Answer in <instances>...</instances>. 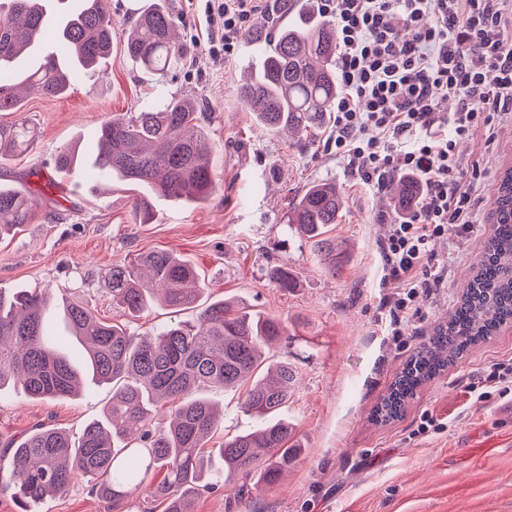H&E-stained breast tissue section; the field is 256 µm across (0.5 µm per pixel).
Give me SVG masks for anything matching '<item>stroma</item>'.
<instances>
[{"label": "stroma", "instance_id": "1", "mask_svg": "<svg viewBox=\"0 0 512 512\" xmlns=\"http://www.w3.org/2000/svg\"><path fill=\"white\" fill-rule=\"evenodd\" d=\"M150 0H112L116 25L112 54L97 83L75 78L58 98L25 97L20 112H0V124L26 118L35 140L23 155L0 163V186L39 197L31 222L0 238V289L46 291L92 309L108 322L122 321L112 304L106 273L133 254L164 249L200 272L205 298L233 299L281 319L287 329L270 349L273 360L293 363L299 381L285 409L300 452L271 485L231 480L200 492L195 512H512V394L470 402L466 386L481 368L512 358V325L476 347L465 360L424 384L401 419L378 426L373 406L406 360L447 317L472 274L482 242L491 235L492 196L505 167L512 166V117L505 119L496 154L480 175L475 222L469 233L449 229L435 244L448 267L432 296L426 319L392 345L379 311L382 275L378 244L396 200L354 181L329 150L326 136L299 147L286 135L260 128L236 90L258 46L242 44L229 61L208 51L199 0H165L179 25L185 58L177 76L158 83L123 51V40ZM193 99L204 116L213 151L215 192L202 203L158 202L149 223L135 220L128 185L103 193L85 170L56 171L59 151L85 152L108 115L136 112L158 98ZM317 180L335 182L344 198L328 234L347 256L330 276L312 241L288 224V204ZM285 262L300 280L285 292L268 277ZM112 387L88 381L76 398L33 400L19 390L0 392V447L45 424L79 435L101 418ZM224 411L212 443L256 426L243 407L242 390L210 391ZM448 418L441 433L418 434L424 411ZM38 512H163L138 491L120 506L81 479Z\"/></svg>", "mask_w": 512, "mask_h": 512}]
</instances>
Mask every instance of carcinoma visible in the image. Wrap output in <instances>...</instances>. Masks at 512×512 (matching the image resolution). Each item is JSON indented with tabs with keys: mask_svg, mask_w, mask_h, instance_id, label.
<instances>
[{
	"mask_svg": "<svg viewBox=\"0 0 512 512\" xmlns=\"http://www.w3.org/2000/svg\"><path fill=\"white\" fill-rule=\"evenodd\" d=\"M294 19L271 32L255 28L246 41L264 45L258 65L237 87L241 104L271 133L289 131L306 147L326 123L336 100V37L331 25L292 4ZM45 0H0V112H17V88L40 97L61 96L72 72L95 70L112 54L111 0H82V6L47 19ZM176 20L161 7L138 13L126 33L124 53L142 69L164 80L182 60ZM54 44L20 73L17 59L26 50ZM34 130L25 122L0 125V161L29 150ZM105 180L137 187L132 202L147 224L157 201L207 200L215 191L211 147L200 115L189 98L171 96L153 107L104 119L89 154L78 160L59 152L55 167L76 165ZM394 197L404 203L419 195L407 178L396 179ZM37 198L0 187V235L30 223ZM342 199L336 183H311L292 204L288 223L309 239L336 276V243L325 236L337 221ZM493 234L482 246L477 266L448 320L437 324L403 365L372 410L371 420L386 425L399 419L417 389L512 323V167L495 189ZM276 287L299 286L288 263L269 268ZM112 304L132 319L154 303L171 309L197 304L205 291L196 268L167 250L144 251L112 266L107 273ZM46 294L37 290H0V390L18 387L36 399L79 396L80 371L55 346L45 315ZM73 335L82 339L94 379L112 385L104 417L85 424L78 441L55 427H38L19 441H9L12 462L8 483L20 512L67 491L76 480L90 478L117 504L146 489L164 504V512H192L200 490L214 487L209 478L246 479L273 484L288 470L295 453L294 427L282 415L297 383L287 361L267 362L265 349L286 335L279 318L252 313L234 301L213 300L197 322L172 323L156 334L136 333L124 323H108L84 305L64 308ZM209 388L245 389L244 408L265 419L262 428L241 432L204 454L206 444L224 422L199 393ZM165 470L156 484L155 469Z\"/></svg>",
	"mask_w": 512,
	"mask_h": 512,
	"instance_id": "obj_1",
	"label": "carcinoma"
}]
</instances>
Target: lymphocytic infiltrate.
<instances>
[{"mask_svg": "<svg viewBox=\"0 0 512 512\" xmlns=\"http://www.w3.org/2000/svg\"><path fill=\"white\" fill-rule=\"evenodd\" d=\"M256 2L204 0L213 57L233 56ZM317 9L336 35L337 155L369 190L396 176L420 188L380 243V302L397 339L424 320L447 275L432 242L452 226L470 231L474 197L462 175L484 169L499 117L512 112V0H317ZM462 140L474 145L466 158Z\"/></svg>", "mask_w": 512, "mask_h": 512, "instance_id": "f902f5d3", "label": "lymphocytic infiltrate"}]
</instances>
